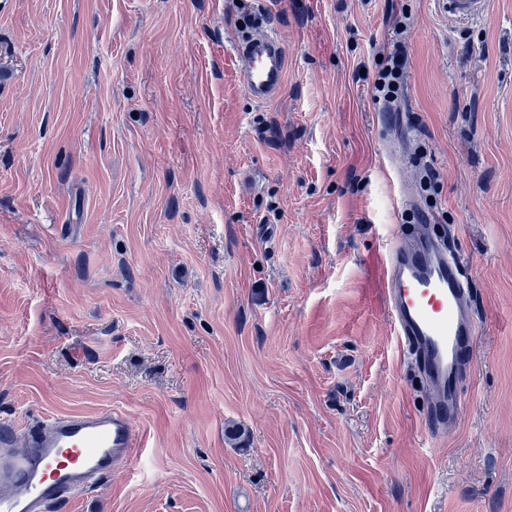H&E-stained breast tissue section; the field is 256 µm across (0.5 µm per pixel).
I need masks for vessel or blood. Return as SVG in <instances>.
Wrapping results in <instances>:
<instances>
[{
    "mask_svg": "<svg viewBox=\"0 0 512 512\" xmlns=\"http://www.w3.org/2000/svg\"><path fill=\"white\" fill-rule=\"evenodd\" d=\"M487 0H448L457 18L482 15ZM235 62L242 89L255 102L282 89L288 56L282 40L260 28L239 40ZM461 260L427 222L393 232L371 267L380 301L427 393L429 431L447 433L461 417V383L470 368L479 324ZM143 436L121 411L46 417L24 435L0 426V512H50L112 470L129 466Z\"/></svg>",
    "mask_w": 512,
    "mask_h": 512,
    "instance_id": "1",
    "label": "vessel or blood"
}]
</instances>
